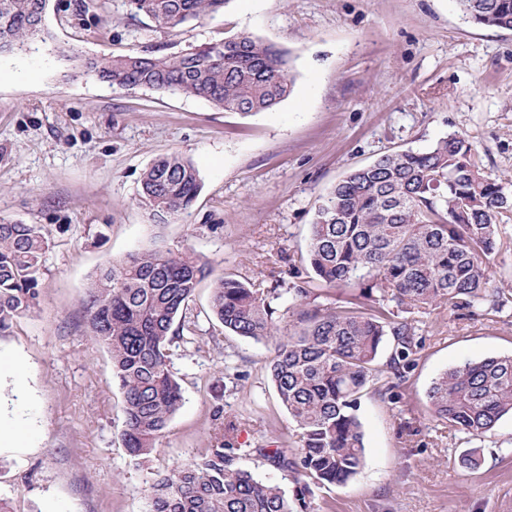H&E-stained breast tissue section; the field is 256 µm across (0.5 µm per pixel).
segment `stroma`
I'll return each mask as SVG.
<instances>
[{
	"label": "stroma",
	"mask_w": 512,
	"mask_h": 512,
	"mask_svg": "<svg viewBox=\"0 0 512 512\" xmlns=\"http://www.w3.org/2000/svg\"><path fill=\"white\" fill-rule=\"evenodd\" d=\"M47 0L44 31L0 54V218L38 224L51 239L39 307L0 338V498L10 512H147L158 474L201 456L214 413L239 419L252 445L273 431L293 444L265 363L269 342L226 333L204 280L188 314L196 341L172 346L183 402L149 462L121 440L123 398L108 349L89 336L82 300L91 276L130 253L193 250L213 277L322 291L308 261L310 225L351 170L451 133L512 191V32L478 26L454 0H230L224 12L174 30L132 16L127 0ZM243 33L289 53L293 91L245 117L200 97L120 89L80 62L132 49L170 55ZM179 153L202 190L169 223L136 200L143 169ZM492 266L504 306L418 314L422 346L389 399L368 386L357 411L364 466L315 490L320 512H512V416L467 442L436 422L427 392L449 368L512 355V220ZM302 272L288 273L289 265ZM480 448L469 470L460 458Z\"/></svg>",
	"instance_id": "stroma-1"
}]
</instances>
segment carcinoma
Returning <instances> with one entry per match:
<instances>
[{
	"instance_id": "1",
	"label": "carcinoma",
	"mask_w": 512,
	"mask_h": 512,
	"mask_svg": "<svg viewBox=\"0 0 512 512\" xmlns=\"http://www.w3.org/2000/svg\"><path fill=\"white\" fill-rule=\"evenodd\" d=\"M47 0H0V53L42 31ZM230 0H129L132 13L160 29L213 17ZM474 24L512 31V0H456ZM118 88H147L203 98L245 116L270 110L291 92L289 55L251 35L190 52L152 56L137 50L86 63ZM202 188L198 171L179 154L162 156L141 175L138 204L164 224L187 211ZM512 219V195L475 159L473 145L450 134L425 151L386 154L351 171L325 196L311 224L308 260L329 288L350 287L369 303L346 310L334 302L297 312V329L279 331L272 302L229 277L214 281L213 315L224 329L257 342L275 341L268 370L280 404L298 430L288 449L270 438L244 448L237 423L216 428L207 452L150 485L148 512H315V488L344 485L364 465L358 400L381 380L379 351L392 337L389 362L402 378L417 354V327L402 317L446 303L451 310L505 303L490 269L500 226ZM48 239L37 224L0 222V337L38 305ZM209 268L188 251L157 247L100 270L84 299L87 328L107 347L124 402L122 442L141 465L158 448L182 405L170 346L197 330L185 316ZM432 417L478 439L512 414V355L467 361L431 385ZM255 453L295 475L293 496L256 478L237 459Z\"/></svg>"
}]
</instances>
